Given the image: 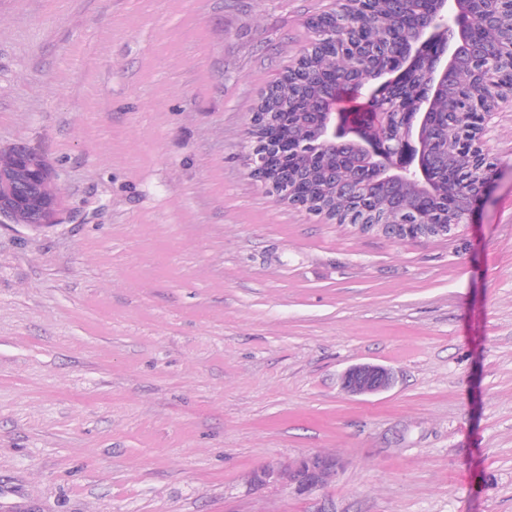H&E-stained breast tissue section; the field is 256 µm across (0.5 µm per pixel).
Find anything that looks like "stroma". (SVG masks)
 <instances>
[{
	"label": "stroma",
	"instance_id": "obj_1",
	"mask_svg": "<svg viewBox=\"0 0 512 512\" xmlns=\"http://www.w3.org/2000/svg\"><path fill=\"white\" fill-rule=\"evenodd\" d=\"M337 0H0V145L59 224L0 225V512H512V96L498 180L389 241L250 174ZM391 370L355 398L349 366ZM341 468L309 494L264 465ZM42 195L48 201L33 210L27 226L40 228L57 224L59 221V216L63 211V200L59 195L57 196L52 182L42 183Z\"/></svg>",
	"mask_w": 512,
	"mask_h": 512
}]
</instances>
